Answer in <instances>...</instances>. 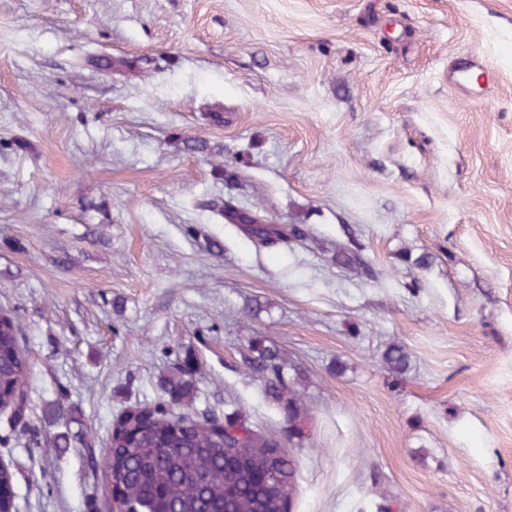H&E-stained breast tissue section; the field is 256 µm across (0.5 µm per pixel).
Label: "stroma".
Returning <instances> with one entry per match:
<instances>
[{"label":"stroma","instance_id":"35a3bbf8","mask_svg":"<svg viewBox=\"0 0 512 512\" xmlns=\"http://www.w3.org/2000/svg\"><path fill=\"white\" fill-rule=\"evenodd\" d=\"M0 308L18 512H104L113 424L185 358V412L284 430L254 342L308 405L290 512H512V0H0ZM18 332V321L12 312L0 310L1 411L13 409L20 394L28 390L29 364L20 350Z\"/></svg>","mask_w":512,"mask_h":512}]
</instances>
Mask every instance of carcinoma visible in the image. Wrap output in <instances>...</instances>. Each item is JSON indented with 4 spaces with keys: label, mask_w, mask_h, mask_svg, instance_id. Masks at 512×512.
<instances>
[{
    "label": "carcinoma",
    "mask_w": 512,
    "mask_h": 512,
    "mask_svg": "<svg viewBox=\"0 0 512 512\" xmlns=\"http://www.w3.org/2000/svg\"><path fill=\"white\" fill-rule=\"evenodd\" d=\"M19 325L0 310V410L27 392L29 364L18 342ZM249 366L266 375V396L288 423V433L263 432L238 410L174 414L161 406L135 404L116 422L104 460L108 512H285L297 481V464L283 439L295 436L305 418L299 393L284 379L279 352L257 345ZM406 352L393 347L385 363L399 371ZM193 375L177 366L163 391L177 405L190 397ZM15 476L0 467V512H17Z\"/></svg>",
    "instance_id": "1"
}]
</instances>
